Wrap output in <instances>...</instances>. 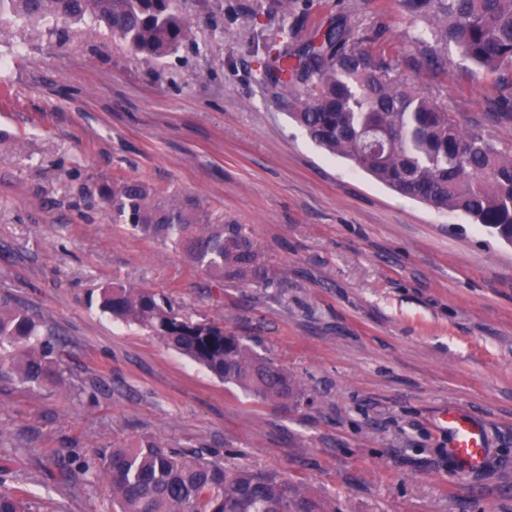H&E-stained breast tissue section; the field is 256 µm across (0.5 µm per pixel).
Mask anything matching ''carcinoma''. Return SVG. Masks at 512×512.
<instances>
[{"label":"carcinoma","instance_id":"obj_1","mask_svg":"<svg viewBox=\"0 0 512 512\" xmlns=\"http://www.w3.org/2000/svg\"><path fill=\"white\" fill-rule=\"evenodd\" d=\"M413 33L415 66L448 68V47L479 68L512 70V0H394ZM41 27L68 44L81 26L105 28L136 54L164 61L191 37L178 0H0V23ZM256 81L287 102L318 146L340 155L402 197L460 212L512 244V154L424 95L415 77L395 73L330 22L299 47L288 33L263 44ZM114 224L170 242L212 287L280 288L244 224L205 223L190 203L161 198L137 179L87 189ZM112 319L137 324L261 401H311L288 371L223 325L176 312L145 288H101ZM44 389L64 382L53 332L12 297L0 295V381ZM95 474L112 487L117 512H336V502L277 471L223 464L167 450L149 439L100 454ZM0 512H39L0 490Z\"/></svg>","mask_w":512,"mask_h":512}]
</instances>
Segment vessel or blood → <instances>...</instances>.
<instances>
[{"label":"vessel or blood","mask_w":512,"mask_h":512,"mask_svg":"<svg viewBox=\"0 0 512 512\" xmlns=\"http://www.w3.org/2000/svg\"><path fill=\"white\" fill-rule=\"evenodd\" d=\"M439 425L448 436V459L454 471L462 477L482 471L488 452L486 424L451 408Z\"/></svg>","instance_id":"1"}]
</instances>
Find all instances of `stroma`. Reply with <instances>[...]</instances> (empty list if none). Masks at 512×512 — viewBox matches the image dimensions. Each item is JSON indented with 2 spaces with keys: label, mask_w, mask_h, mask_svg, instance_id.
I'll list each match as a JSON object with an SVG mask.
<instances>
[{
  "label": "stroma",
  "mask_w": 512,
  "mask_h": 512,
  "mask_svg": "<svg viewBox=\"0 0 512 512\" xmlns=\"http://www.w3.org/2000/svg\"><path fill=\"white\" fill-rule=\"evenodd\" d=\"M193 39L162 62L99 29L69 46L0 33V294L60 341L66 386L0 382V489L52 512H116L89 467L149 438L227 466L275 470L336 512H512V245L457 212L402 198L317 147L260 87L257 40L291 18L271 0H180ZM355 37L385 25L396 72L408 27L378 0H310ZM497 75L456 49L423 91L512 150ZM136 178L247 225L277 293L210 288L172 245L113 223L88 187ZM130 284L223 323L315 401L262 402L147 330L113 322L101 288ZM457 407L491 436L486 469L458 476L434 426ZM69 459L60 482L54 462Z\"/></svg>",
  "instance_id": "1"
}]
</instances>
